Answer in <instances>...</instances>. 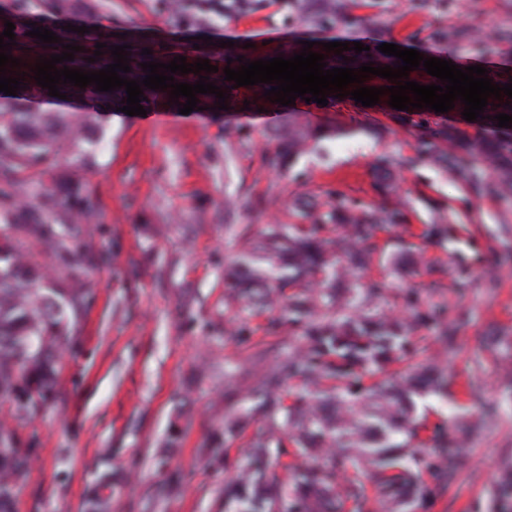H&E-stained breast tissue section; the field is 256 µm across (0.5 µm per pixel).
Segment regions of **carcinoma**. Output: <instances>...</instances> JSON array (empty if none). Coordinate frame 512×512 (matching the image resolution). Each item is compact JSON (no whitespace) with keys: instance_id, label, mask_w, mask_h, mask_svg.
I'll return each mask as SVG.
<instances>
[{"instance_id":"cac0c4a2","label":"carcinoma","mask_w":512,"mask_h":512,"mask_svg":"<svg viewBox=\"0 0 512 512\" xmlns=\"http://www.w3.org/2000/svg\"><path fill=\"white\" fill-rule=\"evenodd\" d=\"M31 0H15V25L11 55L21 60L7 68V76L25 72L17 95L0 100V401L9 405L13 420L30 418L59 397L58 350L76 341V322L88 304L90 292L84 288L83 239L72 233V226L92 215L90 194L85 184L66 185V200L45 195L33 206L29 218L20 221L13 188L24 173L37 175L56 165L64 148L76 149L82 135L74 129L85 125L92 112L116 111L124 106L125 88L100 92L92 84L83 89L69 83L58 84L67 95L64 103L70 112L40 110L36 104L55 103L57 97L36 84V60L64 52L62 45L75 44L82 50L74 60L56 64L98 71L114 63L111 46L124 42L111 36L112 27L98 20L86 23L82 34L62 29L60 24L36 22L59 36L60 42L42 44L26 32L33 30L29 16ZM44 10L58 19L67 17L72 0H41ZM316 20L328 22L342 14L341 0H306ZM433 38L456 52L474 50L480 36L465 24L450 21L435 31ZM105 44L102 55L94 56L95 45ZM131 72L119 75L143 80L142 62H171L175 54L155 42L131 43ZM145 48L152 54L143 55ZM95 57V62L87 61ZM347 60H342V57ZM389 56L370 44V50H353L325 55L326 68H358L363 63L378 67ZM233 94L234 82L225 80L224 68L216 73L200 71L174 74V82L195 84L199 76ZM143 107L171 104L160 90L143 89ZM512 116V99L488 98L483 116L496 125L493 116ZM444 140L459 150L441 154L432 144L424 151L455 169L478 191H512V140L474 141L463 132H449ZM492 160L494 176L483 174V162ZM399 219L396 210L364 214L352 205L336 204V223L347 228L356 247L349 254V268L357 269L369 257L367 248L383 224ZM323 224L304 229L296 224H269L265 232L270 247L264 254L267 267H256L246 255L230 270L225 287L228 301L247 298L251 305L264 306L271 295H284V288L298 286L302 291L286 297L278 317L270 321L275 332L286 325L299 331L300 347L285 353L274 370L257 378L251 386L256 399L254 410L261 413L273 434L292 433L300 451L291 463H284L285 480L267 477L265 466L272 450L264 441L252 444L243 473L224 486V508L233 512H340L350 504V512H375L366 495L365 481H373L380 508L395 512L402 503L412 501L426 506L436 492L444 491L461 469L468 449L454 432L439 424L418 422L411 415V397L439 390L432 368L419 366L400 381L390 367L414 355L410 327L437 330V339L448 351L454 349L455 330L442 324L441 313L424 305L421 293L405 294L407 315L387 320L365 309L355 312L352 300L341 299L336 288V263L327 256ZM33 240L44 247L60 279L45 276L42 264L18 254L14 237ZM285 379H299L307 386H329L313 399L299 394L291 406L281 403L276 394ZM371 400L360 412H353L359 397ZM331 445L355 449L354 458L344 463L343 471H317L305 460L307 452ZM35 441L22 442L7 420L0 421V512H13L15 491L25 480L28 469L39 457ZM119 483V477L106 472L87 491L92 512H106V492Z\"/></svg>"}]
</instances>
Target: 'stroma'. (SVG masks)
Returning a JSON list of instances; mask_svg holds the SVG:
<instances>
[{"mask_svg":"<svg viewBox=\"0 0 512 512\" xmlns=\"http://www.w3.org/2000/svg\"><path fill=\"white\" fill-rule=\"evenodd\" d=\"M459 15L491 36L512 13V0H469ZM351 14L376 25L290 18L286 0H186L179 14L160 0H75L79 26L105 18L113 32L152 40L183 53L212 41L253 44L279 55L301 42H373L445 56L432 39L449 19L443 0H348ZM209 16L206 30L189 16ZM419 40H411V33ZM455 128L492 141L505 132L464 120L458 112H394L349 97L320 106H283L247 88L228 110L156 107L146 116L95 115L84 132L94 158L68 155L17 197L58 193L63 171L88 185L92 219L80 230L93 260L86 270L90 301L79 318L78 346L64 349L60 396L45 411L18 420L19 439H37L41 455L19 488L13 512H85V490L112 470L124 481L112 492V512H224V485L265 435L261 416L248 414L253 376L274 367L286 334L269 330L270 313L224 307V272L256 251L269 224H313L337 195L367 210L399 208L404 223L377 232L373 259L352 277L385 282L377 300L386 315L404 313L402 289H423L456 326L453 352L433 331L417 330V359L447 382L446 394L415 397L417 413L466 433L469 455L430 512H512V496L492 500L499 475L512 469V194H476L444 164L418 159L422 140ZM304 132V150L287 169L269 159L284 131ZM448 239L430 238L431 225ZM243 418L214 464L205 442L226 419ZM184 478L180 496L163 492L169 474Z\"/></svg>","mask_w":512,"mask_h":512,"instance_id":"stroma-1","label":"stroma"}]
</instances>
